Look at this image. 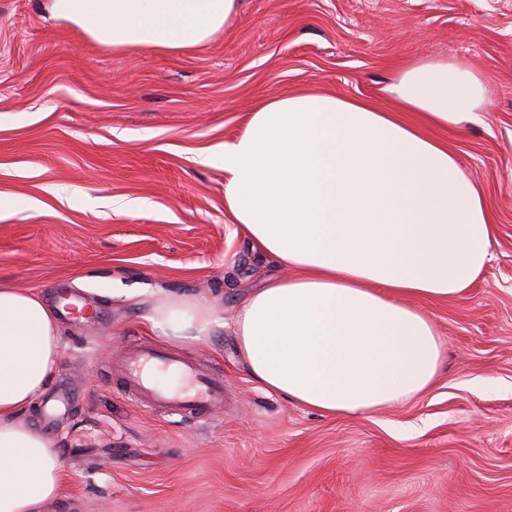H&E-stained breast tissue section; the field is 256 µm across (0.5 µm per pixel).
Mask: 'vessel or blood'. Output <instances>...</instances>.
<instances>
[{
    "mask_svg": "<svg viewBox=\"0 0 512 512\" xmlns=\"http://www.w3.org/2000/svg\"><path fill=\"white\" fill-rule=\"evenodd\" d=\"M150 364L174 366L183 370L192 380L191 392L182 395L148 384L144 369ZM121 366L128 393L136 397L143 407H163L176 415L198 417L224 402L222 381L200 366L188 364L165 349L146 345L134 347L124 354Z\"/></svg>",
    "mask_w": 512,
    "mask_h": 512,
    "instance_id": "obj_1",
    "label": "vessel or blood"
}]
</instances>
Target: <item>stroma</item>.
Instances as JSON below:
<instances>
[{"instance_id": "1", "label": "stroma", "mask_w": 512, "mask_h": 512, "mask_svg": "<svg viewBox=\"0 0 512 512\" xmlns=\"http://www.w3.org/2000/svg\"><path fill=\"white\" fill-rule=\"evenodd\" d=\"M0 0V286L76 294L58 374L29 422L59 449L42 512H512V0H240L205 46L113 50ZM408 59L465 63L490 86L478 121L436 131L483 191L496 234L483 279L417 306L446 343L435 385L329 416L258 389L227 324L286 276L224 216V168L200 165L265 99L311 92L395 110ZM204 295L218 326L167 345L149 321ZM170 346L224 380L198 418L123 388L130 348Z\"/></svg>"}]
</instances>
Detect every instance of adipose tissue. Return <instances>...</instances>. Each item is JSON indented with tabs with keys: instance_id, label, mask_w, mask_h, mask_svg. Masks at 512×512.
<instances>
[{
	"instance_id": "adipose-tissue-1",
	"label": "adipose tissue",
	"mask_w": 512,
	"mask_h": 512,
	"mask_svg": "<svg viewBox=\"0 0 512 512\" xmlns=\"http://www.w3.org/2000/svg\"><path fill=\"white\" fill-rule=\"evenodd\" d=\"M239 0H50L95 44L179 52L208 43ZM400 106L310 93L266 99L204 165L224 167V211L290 269L244 300L231 324L251 380L325 415L408 401L436 382L445 341L418 299L478 282L495 234L483 195L429 128L475 120L487 83L456 62L406 65L386 86ZM412 112L419 123L403 120ZM166 340H198L209 300L173 296L150 318ZM56 308L0 286V512H40L61 488L53 442L25 413L57 375Z\"/></svg>"
}]
</instances>
